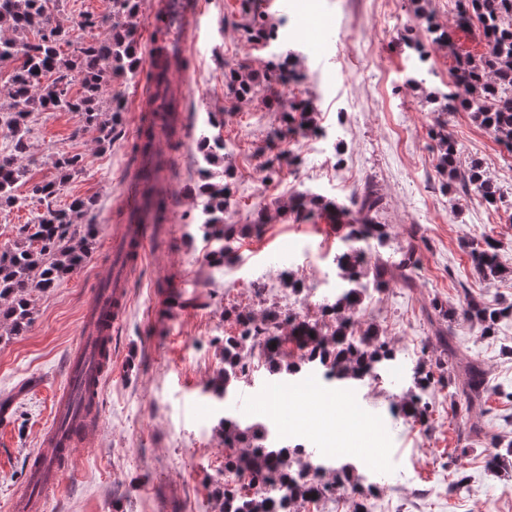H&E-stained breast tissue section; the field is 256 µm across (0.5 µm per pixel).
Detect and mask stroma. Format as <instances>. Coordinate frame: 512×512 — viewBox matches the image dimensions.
<instances>
[{
	"label": "stroma",
	"mask_w": 512,
	"mask_h": 512,
	"mask_svg": "<svg viewBox=\"0 0 512 512\" xmlns=\"http://www.w3.org/2000/svg\"><path fill=\"white\" fill-rule=\"evenodd\" d=\"M206 18L192 44L185 73L193 88L186 104L187 139L171 144L179 157L174 182L177 203L167 232L153 246L131 285V304L124 323L112 337L114 361L104 384L101 424L78 450L79 471L65 480L63 494L46 512H220L212 491L223 474L224 442L216 432V413L241 415L238 397L214 401L204 387L222 370L220 339L237 334L231 309L261 310L249 283L262 272L294 269L311 278L314 267H328L340 244L336 224L323 214L297 223L284 208L304 191L305 176L324 171L327 161L344 162V170L316 179L322 195L348 202L353 192L373 184L382 198L380 223L391 239L383 257H396L415 225L425 238L414 289L390 286L369 291L359 315L376 322L395 348L398 362L381 387L362 385L344 390L359 399L360 417L383 420L382 431L359 433L335 411L313 402L308 393L287 396L290 420L305 430L308 448L336 446L346 458L360 462L364 447L376 448L385 460L375 473L381 488L372 512H512V471L485 467L493 448L512 443V402L498 397L512 389V316L499 332L481 335L459 323L455 332L480 360L494 393L472 421L485 431L459 459L468 480L457 492L448 485L456 473L446 463L456 444V424L447 389L429 394L430 429L392 417L389 406L407 389V372L429 361V325L424 310L431 304L458 308L465 296L497 307L512 305V276L490 283L476 272L469 243L492 238L503 265L512 268V206L490 207L472 193L448 186L437 168V143L430 137L437 114L436 96L452 82L454 59L447 48L432 44L425 25L417 24L412 0H259L257 13L266 24L279 25L287 41L246 40L240 27L242 0H205ZM435 24L452 30L460 51L480 53L477 32L457 30L453 0H427ZM313 15L335 22L331 33L305 27ZM427 50L418 59L411 41ZM293 55L302 79L285 87L236 99L224 81L227 70L247 66L261 73ZM421 74L423 87L406 79ZM144 77L116 80L112 93L123 104L119 136L106 151L97 133L82 128L73 112L35 116L28 154L32 160L26 183L17 195L30 196L33 185L49 180L48 156L69 151L82 154L85 166L61 192L57 203L93 200L100 230L84 266L51 292L32 296L34 321L27 331L0 342V402L10 417L0 420V512H10L12 497L27 484V460L50 420L52 400L63 377L67 355L79 337L82 312L97 278L107 268L104 230L118 225L119 194L131 165L135 97ZM296 99L310 101L317 125H328L323 141L297 135L282 144L295 156L293 165L271 174L266 148L279 113ZM220 112V134L229 151L221 163L232 173L235 190L231 220L253 223L264 209L261 235L237 242L238 258L229 276L210 272L201 278L206 258L195 218L203 199L197 192L195 163L200 154L201 115ZM462 164L480 161L498 185L512 192V158L502 155L494 135L477 126L469 113L447 115ZM178 289L187 304L161 332L148 327L156 295Z\"/></svg>",
	"instance_id": "35a3bbf8"
}]
</instances>
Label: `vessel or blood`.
<instances>
[{
	"label": "vessel or blood",
	"instance_id": "1",
	"mask_svg": "<svg viewBox=\"0 0 512 512\" xmlns=\"http://www.w3.org/2000/svg\"><path fill=\"white\" fill-rule=\"evenodd\" d=\"M204 15L203 0H152L150 4L148 26H164L166 38L161 46L147 40L146 61L164 79L139 95L133 138L147 137L151 144L136 155L124 179L123 223L108 238L112 267L98 279L83 311L82 334L66 359L51 420L39 448L28 459V482L12 500V512H43L46 502L61 494L65 476L77 467L78 447L101 423L103 382L112 364L101 339L123 322L130 284L163 225L172 221L173 187L161 147L183 139L186 132L182 114L172 111L169 99L190 93L188 84L176 81L175 76L190 55Z\"/></svg>",
	"mask_w": 512,
	"mask_h": 512
}]
</instances>
